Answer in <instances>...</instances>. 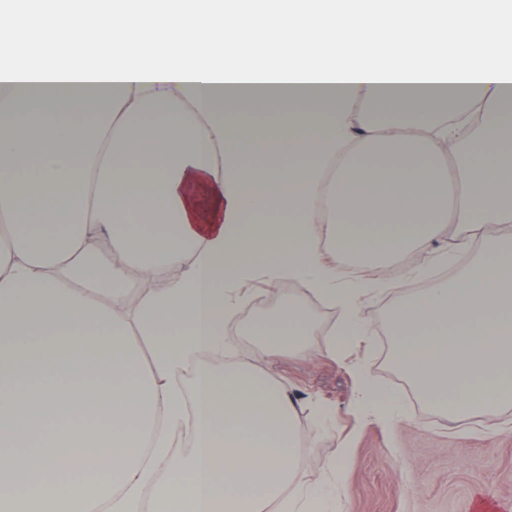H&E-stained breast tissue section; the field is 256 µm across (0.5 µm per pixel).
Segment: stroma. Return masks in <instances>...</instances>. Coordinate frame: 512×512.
I'll return each mask as SVG.
<instances>
[{"instance_id":"35a3bbf8","label":"stroma","mask_w":512,"mask_h":512,"mask_svg":"<svg viewBox=\"0 0 512 512\" xmlns=\"http://www.w3.org/2000/svg\"><path fill=\"white\" fill-rule=\"evenodd\" d=\"M455 235L454 225H447L424 253L406 254L390 266L360 267V276L381 283L383 290L363 300L360 313L369 334L344 357L318 347L303 358L280 354L270 367L271 378L301 402L304 484L321 482L326 459L337 443L346 444L343 512H479L483 502L492 504L494 512H512V406L492 418L452 419L416 408L395 375L388 319L407 293L402 275L416 268L425 253L442 257L444 266L455 263L460 256ZM362 371L399 405L400 422L362 421L353 404ZM324 411L336 415L330 436L318 433Z\"/></svg>"}]
</instances>
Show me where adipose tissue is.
<instances>
[{
	"mask_svg": "<svg viewBox=\"0 0 512 512\" xmlns=\"http://www.w3.org/2000/svg\"><path fill=\"white\" fill-rule=\"evenodd\" d=\"M470 0H34L0 8V512H342L301 488L298 406L216 371L239 288L299 280L368 327L381 263L477 248L391 311L394 365L452 417L512 403V12ZM301 303L254 321L304 355ZM193 370L191 384L183 373ZM363 420L400 416L361 376Z\"/></svg>",
	"mask_w": 512,
	"mask_h": 512,
	"instance_id": "obj_1",
	"label": "adipose tissue"
}]
</instances>
